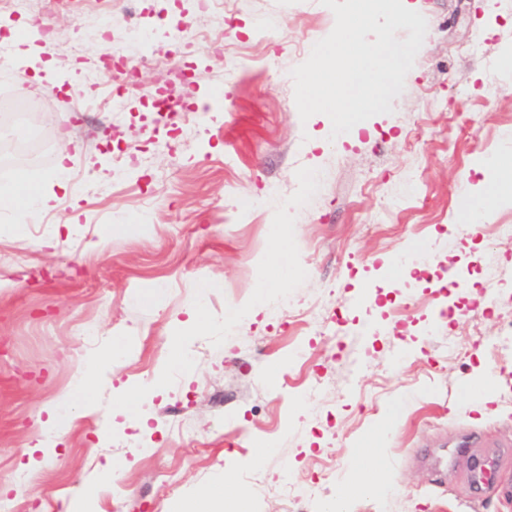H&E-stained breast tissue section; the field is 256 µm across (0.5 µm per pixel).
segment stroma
Masks as SVG:
<instances>
[{"instance_id": "stroma-1", "label": "stroma", "mask_w": 512, "mask_h": 512, "mask_svg": "<svg viewBox=\"0 0 512 512\" xmlns=\"http://www.w3.org/2000/svg\"><path fill=\"white\" fill-rule=\"evenodd\" d=\"M407 2L427 33L394 111L339 144L319 139L326 115L301 121L291 77L334 28L320 0H216L205 13L196 0H33L15 17L0 2V46L34 17L61 46L81 39L24 79L0 71V121L22 106L43 134L28 182L57 188L67 137L80 194L78 224L62 197L46 235L12 233L0 212V487L22 489L0 512H67L109 460L123 469L95 512H200L199 489L216 483L224 512H512V496L472 501L469 463L453 455L465 437L512 443V238L496 231L512 225V183L477 222L457 208L492 176L480 158L512 162V0ZM118 9L164 52L113 110L96 78L101 19ZM180 22L197 39L188 55L167 36ZM187 61L195 83L167 87ZM165 88L181 103L172 117L151 107ZM283 214L286 254L271 234ZM204 280L218 284L208 324L190 330ZM155 291L160 307L140 303ZM229 307L255 315L233 326ZM184 331L189 375L170 366ZM121 336L133 353L99 379L96 408L25 471L46 405ZM161 373L138 411L116 410ZM489 375L497 411L479 417L469 389ZM383 412L397 429L378 450L377 493L348 454ZM310 484L317 497L297 502Z\"/></svg>"}]
</instances>
